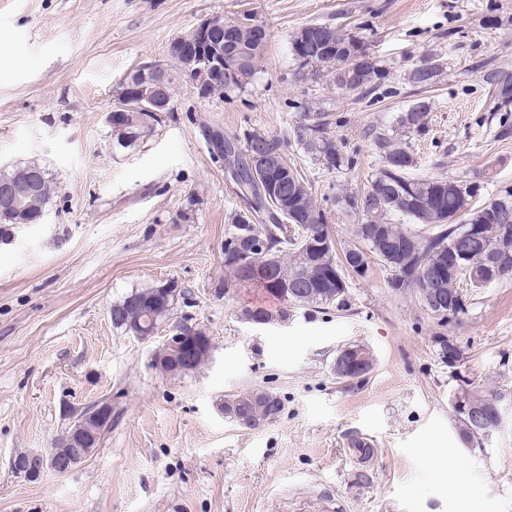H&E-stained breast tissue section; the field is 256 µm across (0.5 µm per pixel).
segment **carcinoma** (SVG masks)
Wrapping results in <instances>:
<instances>
[{
    "mask_svg": "<svg viewBox=\"0 0 512 512\" xmlns=\"http://www.w3.org/2000/svg\"><path fill=\"white\" fill-rule=\"evenodd\" d=\"M336 45V52L325 53L300 29L291 39V53L297 62L308 61L315 76L327 77L338 88L367 97L386 77L385 69L373 59L362 63L360 73L351 78L344 69L350 66L351 54L364 50L363 37L338 27ZM442 71L443 64L429 58L409 73L408 80L418 86L432 85ZM486 80L496 89L493 107L512 100V73L492 71ZM427 118L428 104L421 102L397 117V129L376 135L374 145L380 165L367 189L361 195L345 192L335 200L337 208L363 217L364 223L356 230L363 246L349 247L343 251V256L336 258L313 247L320 243L317 235H330L327 212L315 203L298 171H293L278 185L275 200L268 185L257 183L250 174L244 150L251 140L265 136L271 147L282 154L286 153L287 142L255 129L246 130L231 140L219 137L215 155L224 161V168L246 198L249 211L267 217L268 223L261 225V237L267 248L280 256L266 281L257 286L280 301L309 307L334 306L342 310L349 302L347 282L337 281L338 269L343 264L350 265L353 272L363 277L375 259L393 272L392 287L415 288L422 295L426 288L417 277V270L428 261L441 267V272L439 300L427 302L426 307L440 321L451 323L466 314L460 285L468 282L473 288H483L496 282L490 268L505 253L511 258L503 278L512 277V188L500 191L477 206L474 200L480 185L475 182L410 174L416 167V159L406 138L424 134ZM328 126L322 113L305 109L293 126L292 136L297 145L325 168L331 171L353 168L354 161L338 147ZM153 130L154 126L146 124L141 113L129 112L112 122L113 143L123 149L131 148ZM25 168L37 172L41 178L39 192L31 199V213L39 215L45 211L49 200V177L36 162L25 164ZM397 216H405L411 223H398ZM469 224H490L493 234L482 242H457ZM224 268L235 282L248 279L238 250L224 252ZM159 299L160 291L155 286L131 291L112 304V324L128 334L139 322L149 324L159 317ZM261 392L263 389L255 388L237 398L244 402L257 399L250 407L248 419L265 424L274 416L259 402ZM465 395L484 404L488 418L495 421L493 411L499 406L497 394L467 390ZM90 453L91 449L75 448L60 438L48 451L58 458L86 457Z\"/></svg>",
    "mask_w": 512,
    "mask_h": 512,
    "instance_id": "carcinoma-1",
    "label": "carcinoma"
}]
</instances>
